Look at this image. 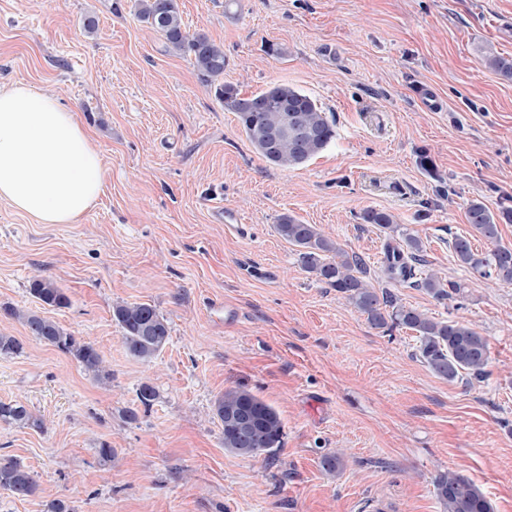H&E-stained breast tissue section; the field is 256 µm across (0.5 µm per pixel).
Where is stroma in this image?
<instances>
[{
  "label": "stroma",
  "instance_id": "stroma-1",
  "mask_svg": "<svg viewBox=\"0 0 512 512\" xmlns=\"http://www.w3.org/2000/svg\"><path fill=\"white\" fill-rule=\"evenodd\" d=\"M134 2L0 0V89L57 95L106 173L75 224H38L0 202V334L23 344L0 355V401L43 422H0V455L40 486L26 499L0 490V512H47L58 498L75 512H442L434 481L448 470L493 512H512V286L470 274L448 246L469 235L490 250L472 235L471 201L512 207V80L481 56L512 58V0H178L190 32L223 44L224 83L246 96L288 84L334 121L331 144L292 169L259 157ZM219 204L245 233L215 221ZM367 208L421 240L417 277L436 274L459 293L437 300L389 280L390 237L361 222ZM285 214L360 254L374 287L473 324L489 343L485 377L440 379L415 358V332L372 328L303 270L275 230ZM36 275L68 305L41 308ZM121 301L167 320L152 360L128 352L112 318ZM7 306L94 344L109 381L29 336ZM145 382L157 393L147 407ZM234 387L277 410L281 447L256 458L225 450L211 409ZM104 443L112 460L99 455ZM337 452L345 468L324 470Z\"/></svg>",
  "mask_w": 512,
  "mask_h": 512
}]
</instances>
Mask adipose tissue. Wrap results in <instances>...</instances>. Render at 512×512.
<instances>
[{
    "label": "adipose tissue",
    "mask_w": 512,
    "mask_h": 512,
    "mask_svg": "<svg viewBox=\"0 0 512 512\" xmlns=\"http://www.w3.org/2000/svg\"><path fill=\"white\" fill-rule=\"evenodd\" d=\"M104 182L76 112L25 84L0 89V201L40 224H74Z\"/></svg>",
    "instance_id": "1"
}]
</instances>
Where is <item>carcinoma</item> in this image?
Instances as JSON below:
<instances>
[{
  "mask_svg": "<svg viewBox=\"0 0 512 512\" xmlns=\"http://www.w3.org/2000/svg\"><path fill=\"white\" fill-rule=\"evenodd\" d=\"M136 16L160 34L165 46L193 61L203 81L215 85V95L224 110L236 114L248 141L268 164L279 168H296L323 151L336 137L335 125L315 99L286 84H274L266 90L244 97L237 87L220 82L224 77V46L203 33H189L182 21L177 0H138ZM486 67L512 78V58L491 51L483 56ZM298 114L297 127L284 138L276 150L265 149L264 141L271 129L283 122V104ZM468 220L475 235L493 244L487 252L473 249L467 237L456 236L452 248L458 264L471 273L512 286V248L499 243V225L512 224V208L504 207L493 215L483 204H469ZM364 224L383 230H396L394 215L377 209L360 214ZM278 234L299 247L302 268L330 288L336 289L366 321L376 329L406 328L418 334L416 357L438 377L454 381L466 373L482 376L489 364L488 342L471 324L436 320L386 290H377L367 281V265L355 252L342 249L313 224H303L291 215H283L276 224ZM425 262L421 242L408 235L404 245H387L385 274L396 282H413L437 300L449 299L458 292L450 282L442 287L437 276L430 274L414 279L416 266ZM31 294L41 303L64 307L69 298L55 283L34 278ZM4 312L21 320L34 338L72 356L81 368L96 380L109 379L104 360L97 348L66 333L56 323L33 311L14 307ZM112 316L123 330L127 349L136 358L150 360L167 344L169 329L164 317L148 303H117ZM213 415L221 422L224 449L242 457L256 458L281 446L283 425L278 412L258 396L244 389H228L214 403ZM0 421L35 428L42 420L23 405L0 402ZM0 489L18 498L36 495L38 484L33 475L12 457H0ZM435 494L442 512H492V505L481 490L466 477L444 471L435 479Z\"/></svg>",
  "mask_w": 512,
  "mask_h": 512,
  "instance_id": "1",
  "label": "carcinoma"
}]
</instances>
